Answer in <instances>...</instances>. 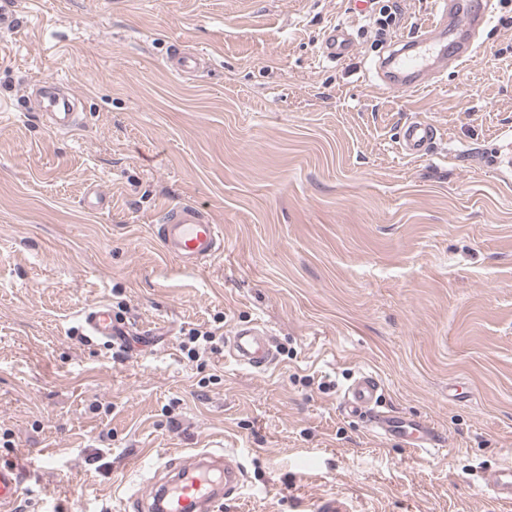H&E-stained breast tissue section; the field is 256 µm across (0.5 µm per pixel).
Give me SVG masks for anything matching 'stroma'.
<instances>
[{
  "instance_id": "obj_1",
  "label": "stroma",
  "mask_w": 512,
  "mask_h": 512,
  "mask_svg": "<svg viewBox=\"0 0 512 512\" xmlns=\"http://www.w3.org/2000/svg\"><path fill=\"white\" fill-rule=\"evenodd\" d=\"M1 4L0 460L27 473L20 512H123L144 454L216 442L247 473L224 512H310L327 494L356 512H512L477 490L512 463V176L494 165L512 138V0L474 62L418 92L364 73L433 0ZM337 24L356 54L323 60ZM174 45L206 69L175 75ZM43 77L80 97L77 130L23 108ZM416 116L438 130L418 158L397 146ZM181 201L223 225L222 258L165 255L154 226ZM100 301L154 346L82 336ZM255 319L276 340L265 373L182 348L191 329ZM363 369L445 448L342 413Z\"/></svg>"
}]
</instances>
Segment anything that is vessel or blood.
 <instances>
[{"label":"vessel or blood","instance_id":"vessel-or-blood-1","mask_svg":"<svg viewBox=\"0 0 512 512\" xmlns=\"http://www.w3.org/2000/svg\"><path fill=\"white\" fill-rule=\"evenodd\" d=\"M433 19L407 39H394L389 55L373 63L370 79L381 87L400 86L417 91L437 81L448 66L472 60L482 45V33L498 10V0H436ZM355 52V42L345 25L331 27L325 34L321 55L333 61ZM172 72L185 76L197 73L200 54L174 49L169 58ZM56 78L36 81L37 106L58 133L78 126V114L70 95L59 94ZM437 138L436 128L420 119L407 120L400 129L398 148L403 155L426 154ZM155 234L166 254L183 266L194 268L214 261L224 253L222 225L193 203L164 208ZM80 328L85 335L110 345H124L139 336L138 328L122 322L110 304L95 303L82 311ZM227 357L255 372L267 371L276 357L271 331L259 321L234 327L227 338ZM384 386L369 370L360 371L344 389L340 407L362 417L375 437L404 447L433 452L444 438L431 421L406 418L383 409ZM158 480L146 482L135 499L136 512H223L225 499L236 496L244 476L235 454L228 450L192 449L159 461ZM24 471L15 464L0 462V512H15L23 491ZM482 495L501 504L512 503V465L499 467L484 477Z\"/></svg>","mask_w":512,"mask_h":512}]
</instances>
